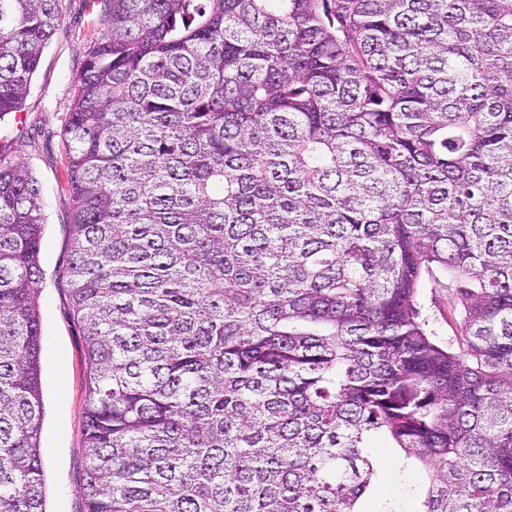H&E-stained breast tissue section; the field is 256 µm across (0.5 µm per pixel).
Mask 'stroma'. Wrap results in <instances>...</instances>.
I'll return each mask as SVG.
<instances>
[{"label":"stroma","instance_id":"1","mask_svg":"<svg viewBox=\"0 0 512 512\" xmlns=\"http://www.w3.org/2000/svg\"><path fill=\"white\" fill-rule=\"evenodd\" d=\"M60 24L41 58L21 112L0 120V159L21 161L37 177L47 226L40 254L44 272L39 296L43 321L44 420L41 436L47 512H83L82 469L87 450L85 378L88 363L73 318L64 271L73 227L65 185L63 128L73 82L104 32L99 0H59ZM422 302L437 336L461 333L448 279L438 269L423 278Z\"/></svg>","mask_w":512,"mask_h":512}]
</instances>
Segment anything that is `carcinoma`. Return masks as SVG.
Here are the masks:
<instances>
[{
    "label": "carcinoma",
    "instance_id": "carcinoma-1",
    "mask_svg": "<svg viewBox=\"0 0 512 512\" xmlns=\"http://www.w3.org/2000/svg\"><path fill=\"white\" fill-rule=\"evenodd\" d=\"M103 6L64 127L84 512H512V0ZM58 24L0 0V118ZM44 230L0 161V512H46ZM422 302L424 313L440 339L451 341L455 336H461V318L454 307L448 278L436 267L424 273ZM388 441L381 437L376 436L371 441V447L370 451L375 456L376 459L381 461L382 466L385 470V477L387 479H390L392 477L391 472L394 469V464L397 456V452L394 448H389Z\"/></svg>",
    "mask_w": 512,
    "mask_h": 512
}]
</instances>
